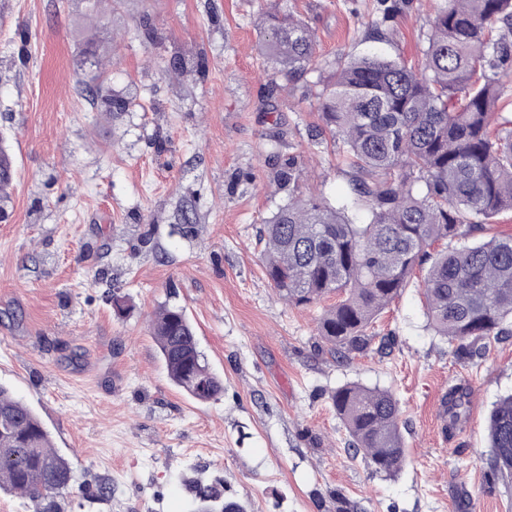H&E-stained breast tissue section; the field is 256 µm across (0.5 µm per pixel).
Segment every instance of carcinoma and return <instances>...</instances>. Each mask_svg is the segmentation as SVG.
Returning <instances> with one entry per match:
<instances>
[{"mask_svg":"<svg viewBox=\"0 0 512 512\" xmlns=\"http://www.w3.org/2000/svg\"><path fill=\"white\" fill-rule=\"evenodd\" d=\"M264 24V54L296 81L315 62L312 33L290 12H271ZM510 86L512 0H439L421 66L349 55L323 82L317 132L355 170L349 196L332 204L298 192V160L288 159L273 176L286 197L264 218L260 241L279 298L305 306L336 295L318 335L338 356L371 345L370 326L417 269L425 270L429 325L455 353L479 358L486 341L512 335V236L491 232L493 219L512 210V119L503 116ZM14 179L0 138V212ZM150 331L177 388L201 402L224 392L184 307L162 305ZM469 395L448 390L445 428L465 417ZM331 401L354 454L379 474L399 473L407 453L395 395L350 383ZM488 432L490 472L512 479V393L495 404ZM71 479V463L38 416L0 387V490L60 512L55 498ZM195 504L194 512H243L204 488Z\"/></svg>","mask_w":512,"mask_h":512,"instance_id":"1","label":"carcinoma"}]
</instances>
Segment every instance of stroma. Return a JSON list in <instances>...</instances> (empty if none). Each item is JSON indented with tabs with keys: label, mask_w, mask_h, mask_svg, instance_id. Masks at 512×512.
<instances>
[{
	"label": "stroma",
	"mask_w": 512,
	"mask_h": 512,
	"mask_svg": "<svg viewBox=\"0 0 512 512\" xmlns=\"http://www.w3.org/2000/svg\"><path fill=\"white\" fill-rule=\"evenodd\" d=\"M436 6L407 0L386 20L377 0H98L92 15L85 0H0V135L16 168L0 222V386L71 462L61 512H190L200 486L247 512H336L340 497L354 512H512V481L487 467L512 337L458 358L412 286L373 325L390 349L335 359L320 307L278 299L258 243L284 198L277 158L303 164L304 193L350 190L352 171L312 135L324 80L349 54L421 62ZM275 8L316 36L315 68L281 91L261 51ZM378 17L384 42L367 27ZM90 41L125 111L84 82ZM168 300L223 378L219 400L169 381L149 328ZM350 383L399 400L398 475L349 450L330 394ZM458 384L470 408L448 430L442 400Z\"/></svg>",
	"instance_id": "obj_1"
}]
</instances>
